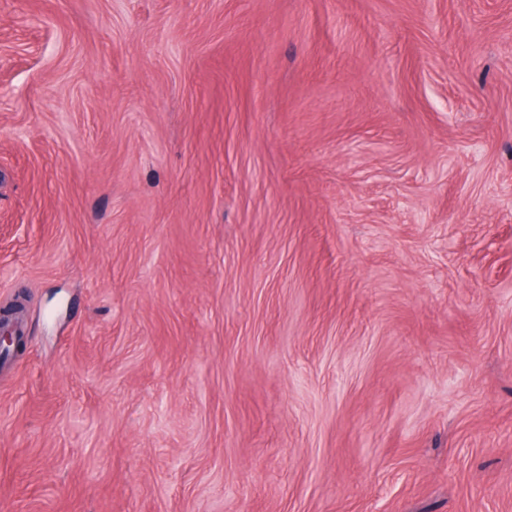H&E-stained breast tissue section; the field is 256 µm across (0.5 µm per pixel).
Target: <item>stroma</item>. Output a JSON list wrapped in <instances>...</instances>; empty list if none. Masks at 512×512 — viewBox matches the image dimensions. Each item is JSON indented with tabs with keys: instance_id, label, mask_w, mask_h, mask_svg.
Returning <instances> with one entry per match:
<instances>
[{
	"instance_id": "stroma-1",
	"label": "stroma",
	"mask_w": 512,
	"mask_h": 512,
	"mask_svg": "<svg viewBox=\"0 0 512 512\" xmlns=\"http://www.w3.org/2000/svg\"><path fill=\"white\" fill-rule=\"evenodd\" d=\"M0 512H512V0H0Z\"/></svg>"
}]
</instances>
